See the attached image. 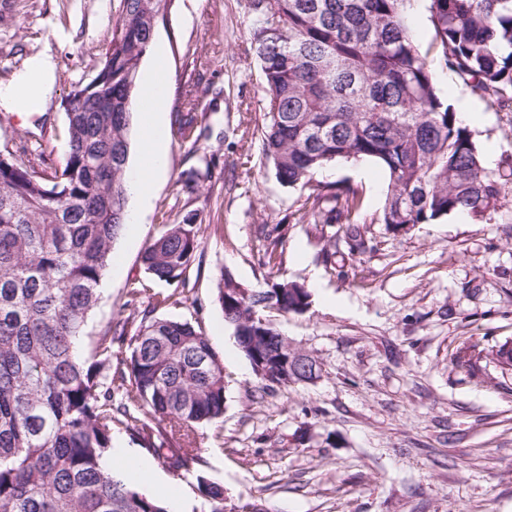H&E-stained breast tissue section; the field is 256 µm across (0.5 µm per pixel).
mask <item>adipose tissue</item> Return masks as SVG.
I'll list each match as a JSON object with an SVG mask.
<instances>
[{"mask_svg":"<svg viewBox=\"0 0 512 512\" xmlns=\"http://www.w3.org/2000/svg\"><path fill=\"white\" fill-rule=\"evenodd\" d=\"M57 61L51 51L31 57L23 70L13 80L0 86V110L29 112L45 109L50 103ZM145 98L154 100L152 112L141 116L140 159L128 176V191L148 206L152 186L166 168V151L163 138V113L166 86L156 74H149L144 91Z\"/></svg>","mask_w":512,"mask_h":512,"instance_id":"adipose-tissue-1","label":"adipose tissue"}]
</instances>
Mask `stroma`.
<instances>
[{
    "instance_id": "obj_1",
    "label": "stroma",
    "mask_w": 512,
    "mask_h": 512,
    "mask_svg": "<svg viewBox=\"0 0 512 512\" xmlns=\"http://www.w3.org/2000/svg\"><path fill=\"white\" fill-rule=\"evenodd\" d=\"M119 0H0V84L51 50L57 61L44 112L0 110V152L36 171L60 166L69 131L61 106L99 72ZM244 0H171L153 37L165 48V122L203 113L199 141L166 129L167 165L139 224L126 225L88 319L83 352L110 323L136 312L201 327L224 362L220 424L198 429L199 460L167 471L184 512H204L196 476L223 486L229 503L262 512H512V370L450 355L463 342L512 344V184L483 218L452 214L396 235L378 223L387 182L369 161L339 160L317 174L358 187L366 248L350 251L341 224L316 230L307 192L281 185L262 155L264 76L251 47ZM441 95L471 99L474 141L491 169L512 159V112L472 98L431 59ZM199 174L188 191L181 176ZM208 229L183 282L148 276L146 244L180 214ZM288 233L275 266L258 227ZM335 241V263L325 261ZM247 288L269 279L318 280L301 314L268 312L301 353L313 380L264 388L234 342L216 294L222 272ZM167 304L153 306L155 295Z\"/></svg>"
}]
</instances>
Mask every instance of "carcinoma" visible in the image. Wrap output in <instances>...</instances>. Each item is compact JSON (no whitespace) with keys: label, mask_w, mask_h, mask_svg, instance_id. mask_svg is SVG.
<instances>
[{"label":"carcinoma","mask_w":512,"mask_h":512,"mask_svg":"<svg viewBox=\"0 0 512 512\" xmlns=\"http://www.w3.org/2000/svg\"><path fill=\"white\" fill-rule=\"evenodd\" d=\"M170 0H120L99 84H78L62 102L69 143L46 174L0 154V512H168L165 502L101 467L113 429H134L172 469L197 457L196 431L224 417V363L188 321L131 313L78 345L98 303L114 242L127 219L130 98ZM411 0H246L249 40L265 78L263 154L277 180L308 189L317 224H343L351 249L364 240L357 188L315 179L337 160H366L387 174L379 221L397 233L453 213L495 206L512 163L488 170L472 132L438 90L434 54L470 92L512 112V0H424L434 29L421 50L406 21ZM203 115L175 113L183 140L201 138ZM332 200L329 209L319 208ZM205 228L191 210L144 249L146 273L181 281ZM287 228L267 234L276 265ZM224 320L268 388L311 380L315 360L296 352L266 311L301 314L311 293L288 280L245 288L221 275ZM488 359L512 369V346L464 342L453 361ZM122 370L112 371V361ZM138 404L114 402L112 385ZM207 512H224V487L199 474Z\"/></svg>","instance_id":"1"}]
</instances>
